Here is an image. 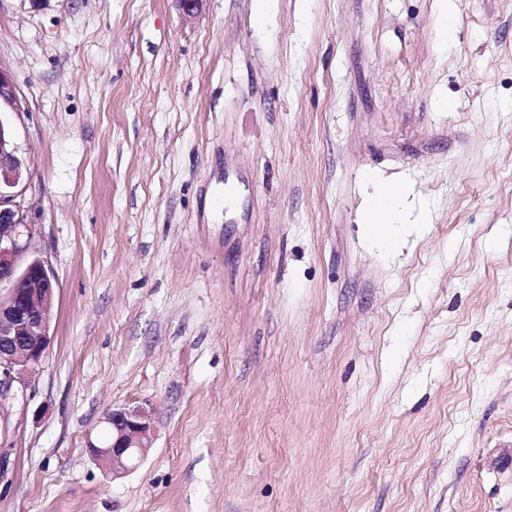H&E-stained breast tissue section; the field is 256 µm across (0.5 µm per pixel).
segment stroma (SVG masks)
<instances>
[{
	"mask_svg": "<svg viewBox=\"0 0 512 512\" xmlns=\"http://www.w3.org/2000/svg\"><path fill=\"white\" fill-rule=\"evenodd\" d=\"M253 4L0 0L57 280L0 512H512V0ZM374 179L422 226L395 252ZM144 403L112 479L86 439ZM402 185L383 182L377 185L366 206V223L378 237L387 240L395 246L405 218L401 203L405 197ZM112 430V441L103 443L98 437L89 439L90 457L112 475L122 478L144 460L154 439L153 410L147 404L115 407L107 411L101 421Z\"/></svg>",
	"mask_w": 512,
	"mask_h": 512,
	"instance_id": "obj_1",
	"label": "stroma"
}]
</instances>
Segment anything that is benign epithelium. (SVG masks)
Wrapping results in <instances>:
<instances>
[{
	"mask_svg": "<svg viewBox=\"0 0 512 512\" xmlns=\"http://www.w3.org/2000/svg\"><path fill=\"white\" fill-rule=\"evenodd\" d=\"M13 85L0 69V106L14 104ZM24 163L15 154L8 128L0 121V408L26 396L29 376L41 364L51 342L57 281L38 257L24 259L32 228L26 224L10 189L23 178ZM102 424L112 441L88 440L90 457L122 478L144 460L154 439L153 410L147 405L115 407Z\"/></svg>",
	"mask_w": 512,
	"mask_h": 512,
	"instance_id": "7a95c632",
	"label": "benign epithelium"
}]
</instances>
